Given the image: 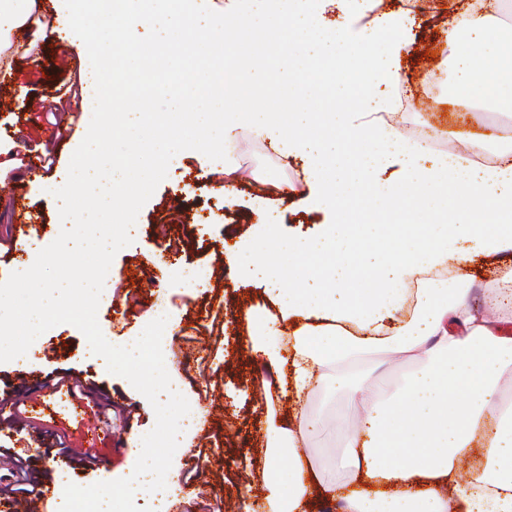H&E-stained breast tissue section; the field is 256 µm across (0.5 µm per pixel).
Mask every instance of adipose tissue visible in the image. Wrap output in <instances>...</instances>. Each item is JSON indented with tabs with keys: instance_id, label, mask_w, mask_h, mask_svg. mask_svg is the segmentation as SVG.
I'll return each mask as SVG.
<instances>
[{
	"instance_id": "obj_1",
	"label": "adipose tissue",
	"mask_w": 512,
	"mask_h": 512,
	"mask_svg": "<svg viewBox=\"0 0 512 512\" xmlns=\"http://www.w3.org/2000/svg\"><path fill=\"white\" fill-rule=\"evenodd\" d=\"M248 2L226 19L211 0L187 18L170 0H121L116 16L101 0H0L1 70L12 73L35 18L40 36L70 46L90 70L85 137L45 182L59 223L132 214L176 137L192 156L223 152L246 130L301 159L304 206L334 220L317 237L284 239L280 212L265 208L248 242L227 251L237 280L270 302L250 313L243 344L279 388L323 390L354 417L338 464L308 451L333 427L330 415L268 416L267 512H308L333 495L345 512H512V395L501 387L512 380V272L491 287L485 313L448 275L473 255L512 249V163L475 167L404 138L393 92L409 49L405 12L378 13L355 33L348 16L326 21L329 0ZM117 22L142 40L117 42ZM448 32L454 93L512 111V25L484 13L468 20L466 38ZM223 48L239 61L225 75L206 63ZM277 53L294 62L276 78ZM128 55L166 82L116 119L107 67ZM452 195L461 207L449 208ZM48 309L46 298L24 299L0 309V322L34 338ZM376 353L414 359L401 386L367 380L360 364Z\"/></svg>"
}]
</instances>
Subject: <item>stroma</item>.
<instances>
[{
	"mask_svg": "<svg viewBox=\"0 0 512 512\" xmlns=\"http://www.w3.org/2000/svg\"><path fill=\"white\" fill-rule=\"evenodd\" d=\"M463 4L464 0H433L430 10L417 15L408 34L411 50L401 59V73L414 88L413 94L401 97L406 106L404 126L436 132L439 140L453 146L466 137L492 147L498 129L482 119V103H464L448 90L437 95L428 90V73L448 74L444 19L461 14ZM58 47L56 40H38L29 53L18 57L12 75L0 78V140L17 145L19 158L42 156L47 175L70 159L71 144L83 128L79 105L82 65L77 59L71 65H60ZM226 152L237 157L243 169L231 199L218 190L221 158L191 159L178 149L165 155L161 174L149 194L135 203L136 231L127 234L121 250L109 257L113 279L126 281L128 299L119 307L110 301L100 303L97 311L102 333L113 344L141 334V317L152 309L156 295H164L176 315L167 341L181 347L183 356L174 369L185 396L205 412L202 431L175 463L182 512H236V504L262 492L267 446L262 425L269 413L286 411L277 393H266L257 383L256 366L241 343L247 334V311L264 303L265 297L261 289L236 282L224 251L248 237L257 219L252 203L269 194L266 186L256 182V175L296 182L302 176V162L281 158L265 140L246 132L229 143ZM15 178L28 205L27 224L14 226L12 204L0 196V238L8 241L7 247H0V286L5 287L13 286L18 270L46 250L57 232L53 198L37 189L23 172H16ZM301 196L298 190L272 195L282 213L283 237L319 235L329 221L328 215L305 211ZM174 210L182 213V223L174 225L167 237H160L158 225ZM107 231L104 224L94 228L75 225L71 269L65 272L60 265L48 266L45 287H54L64 278L72 288H82L97 262L83 243ZM162 254L176 264L190 260L206 268L209 287L199 291L168 285L160 293L147 287L142 271ZM510 269L512 250L480 255L463 266L460 273L465 285L474 291L471 305L482 308L478 287L487 286L495 274ZM0 346L22 352L16 360L0 358V379L10 382L15 394H22L25 388L23 373L37 368L69 372L75 384L86 391L112 395L117 413L113 421L99 419L95 405L87 407L99 432L96 452L108 459L107 465L96 471L78 473L58 463L59 444H74L86 431L83 422L71 419L68 402L56 404L57 411L69 420L66 432L49 431L39 439L26 426H0V448L12 449L27 459L30 476L51 474V503L62 501L63 482L88 486L128 476L129 464L141 450L142 435L155 424V412L151 404L139 401L130 391L126 379L108 372L104 359L91 353L82 332L64 323L35 341L25 336L2 337Z\"/></svg>",
	"mask_w": 512,
	"mask_h": 512,
	"instance_id": "1",
	"label": "stroma"
}]
</instances>
